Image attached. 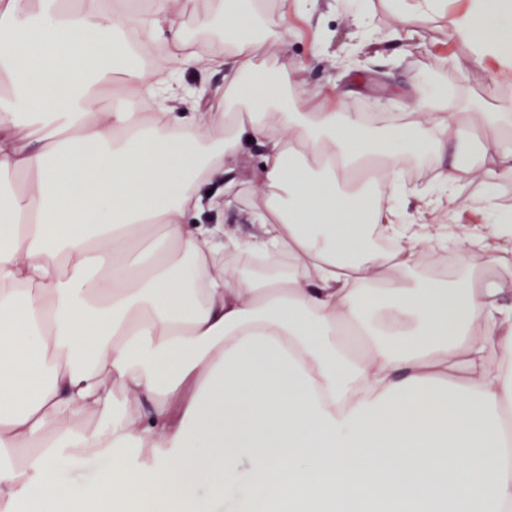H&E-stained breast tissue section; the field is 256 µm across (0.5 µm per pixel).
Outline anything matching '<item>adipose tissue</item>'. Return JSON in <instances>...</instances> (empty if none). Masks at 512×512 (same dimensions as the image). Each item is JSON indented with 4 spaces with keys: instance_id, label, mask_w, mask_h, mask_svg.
<instances>
[{
    "instance_id": "obj_1",
    "label": "adipose tissue",
    "mask_w": 512,
    "mask_h": 512,
    "mask_svg": "<svg viewBox=\"0 0 512 512\" xmlns=\"http://www.w3.org/2000/svg\"><path fill=\"white\" fill-rule=\"evenodd\" d=\"M396 36L445 20L512 76V0H393ZM171 0L0 5V501L29 512H503L512 505V305L495 282L387 286L431 225L395 206L406 152L447 148L445 96L375 132L344 101L284 106L257 62L285 15L213 0L199 29L234 47L209 111L174 73L201 60ZM169 50L168 77L119 68L130 31ZM157 106L114 111V90ZM483 122L492 182L512 174V101ZM210 128L207 141L198 126ZM266 148L242 240L192 211L197 186ZM400 241L369 254L365 227ZM288 260V275L257 265ZM122 397H115V389ZM98 425L75 432L77 421ZM102 456L71 487L69 459Z\"/></svg>"
}]
</instances>
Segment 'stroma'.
Returning a JSON list of instances; mask_svg holds the SVG:
<instances>
[{
	"label": "stroma",
	"mask_w": 512,
	"mask_h": 512,
	"mask_svg": "<svg viewBox=\"0 0 512 512\" xmlns=\"http://www.w3.org/2000/svg\"><path fill=\"white\" fill-rule=\"evenodd\" d=\"M366 12L373 14L383 31L395 25L387 0H288V19L297 34L285 41L268 37L260 62L275 74L288 64L313 59V66L299 75L300 88L288 99L290 111H304L305 99L335 90L344 92L347 110L373 113L379 122L405 117L434 85L448 91V110L452 113L464 104L512 99V79L503 78L493 60L476 59L472 47L454 39L440 22L419 23L410 48L396 39L367 44L356 37L353 26L354 17ZM177 79L183 88L195 93L192 102L178 109L179 114L186 115L207 108V101L198 92L223 86L224 69L193 65L184 68ZM452 160L449 153L408 154L407 161L415 169V191L400 199L403 223L435 224L440 235L435 246L439 249L458 242L465 231L512 216V175L487 184L462 170L457 173V207L446 215L428 212L426 201L439 195L437 176ZM256 202V197L247 195L229 209L192 212L188 221L221 226L245 239L254 231L250 214Z\"/></svg>",
	"instance_id": "obj_1"
}]
</instances>
